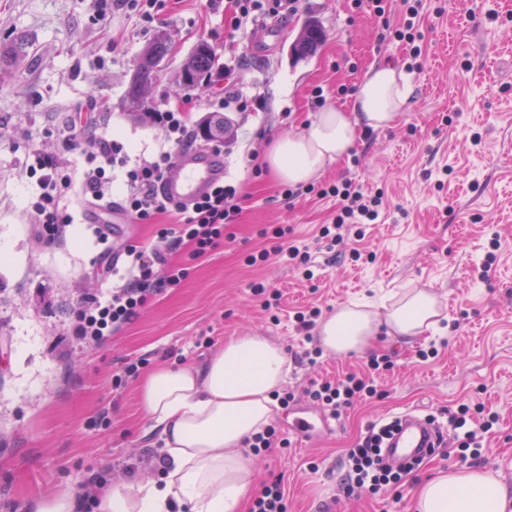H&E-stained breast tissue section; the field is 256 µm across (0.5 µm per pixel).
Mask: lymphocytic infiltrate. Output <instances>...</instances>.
I'll return each instance as SVG.
<instances>
[{"label": "lymphocytic infiltrate", "mask_w": 512, "mask_h": 512, "mask_svg": "<svg viewBox=\"0 0 512 512\" xmlns=\"http://www.w3.org/2000/svg\"><path fill=\"white\" fill-rule=\"evenodd\" d=\"M360 9L372 11L380 20L379 42L391 40L411 43V68H418L422 49L419 45L420 10L422 0H401L398 20H391L385 4L387 0H354ZM170 0H87L89 20L98 27H107L112 10L119 9L135 16L146 27L156 24L165 16ZM299 0H228L224 21V34L235 44L253 31L261 18L278 14H294ZM193 97L181 103L163 102L154 106L148 118L163 138L162 146L154 152L130 157L124 143L109 137H95L85 133L76 124H69L60 135L61 152L30 151L26 173L34 177L40 188L30 203V211L40 224L47 240L62 236L67 224L75 220L73 206L81 200L95 210L106 211L112 205V175L123 172L125 192L120 207L135 224H155L159 231L158 248L147 250L134 241H114L112 227L96 225L94 232L101 250L96 259L98 266L112 269L113 252H121L124 267L119 272L120 284L113 288L107 300L84 298L70 323L69 333L77 340L94 345L128 324L145 306L149 298L162 294L166 288L178 285L187 271L168 265L165 249L186 244L191 254L200 257L218 247L224 238L226 226L237 223L242 212L240 195L234 184L219 182L209 193L189 204H176L158 194L159 184L167 179L177 165L179 154L201 137L209 120L192 118L190 108ZM81 150L84 164L74 169L66 155ZM319 198L336 197L341 207L332 223L323 225L320 236L330 242L342 241L353 225L372 224L379 217L381 194H365L351 180L343 179L329 187L319 189ZM389 356L371 359L364 375L347 374L337 380H312L307 390L309 397L332 416H339L363 397L376 392L374 376L390 370ZM497 417L485 413L483 407L462 404L448 414V425L462 449L461 460H476L481 456L485 433L496 423ZM388 431L387 425L368 426L353 448L346 453L343 483L348 492L398 488L404 473L382 464L378 443Z\"/></svg>", "instance_id": "lymphocytic-infiltrate-1"}]
</instances>
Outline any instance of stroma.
<instances>
[{
    "label": "stroma",
    "instance_id": "stroma-1",
    "mask_svg": "<svg viewBox=\"0 0 512 512\" xmlns=\"http://www.w3.org/2000/svg\"><path fill=\"white\" fill-rule=\"evenodd\" d=\"M423 4L422 67L410 73L405 111L313 180L321 187L345 177L384 194L377 223L357 225L356 236L329 248L318 231L334 216L336 199L304 193L284 200L282 182L267 171L254 177L246 157L265 159L277 139L309 125L315 89L327 106L345 109L350 99L338 95L339 85L358 86L377 64L405 66V44H378L373 14L351 0H301L280 37L263 46L247 40L228 53L224 8L207 0H177L152 29L117 10L104 30L87 21L82 0H0V49L19 35L33 45L23 64L0 58V245L10 250L0 261V512H26L31 497L59 489L81 493L94 474L96 496L115 480L155 478L146 452L159 442L140 407L141 379L116 388L113 375L140 361L199 365L237 336L266 337L291 363L283 389L294 401L276 408L272 421L278 445L257 456L243 451L251 491L281 480L288 512H414L426 478L466 470L456 439L407 476L397 504L386 491L344 493L345 450L369 423L411 410L444 423L462 403L497 414L475 467L512 490V0ZM310 21L321 25L323 41L312 57L295 58L290 47ZM159 30L170 33L171 50L146 90L148 104L181 101L182 66L205 41L235 70L227 91L263 92L269 108L240 116V149L224 159L242 195L232 238L200 258L186 248L173 253L188 277L108 341L88 347L68 334L72 312L80 298L107 299L112 276L92 266L98 247L83 215L59 241L42 239L29 214L40 189L23 172L24 151H54L53 134L73 112L92 134L122 138L132 153L157 149L158 131L145 113L129 110L126 94ZM94 98L108 100L110 111H87ZM18 136L21 149L7 147ZM279 226L289 238H274ZM291 242L308 245L309 266L273 255ZM262 248L268 261L248 265L247 255ZM257 284L281 293L276 312L264 310ZM409 288L436 294L446 315L441 332L409 341L380 333L374 353L389 355L393 367L376 376V394L343 412L334 431L300 440L297 408L318 409L305 393L309 380L365 370L369 356L326 353L310 365L295 312L316 306L327 315Z\"/></svg>",
    "mask_w": 512,
    "mask_h": 512
}]
</instances>
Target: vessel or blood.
Here are the masks:
<instances>
[{
	"instance_id": "obj_1",
	"label": "vessel or blood",
	"mask_w": 512,
	"mask_h": 512,
	"mask_svg": "<svg viewBox=\"0 0 512 512\" xmlns=\"http://www.w3.org/2000/svg\"><path fill=\"white\" fill-rule=\"evenodd\" d=\"M178 176L166 179L161 195L175 203L187 204L207 192L224 177L223 157L195 148L184 150L178 160ZM335 421L325 413L302 421L296 432L309 439L333 430ZM443 429L432 420L414 412L396 416L383 441L384 455L394 462H411L425 456L429 449L440 447Z\"/></svg>"
}]
</instances>
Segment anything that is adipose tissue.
<instances>
[{
	"label": "adipose tissue",
	"instance_id": "adipose-tissue-1",
	"mask_svg": "<svg viewBox=\"0 0 512 512\" xmlns=\"http://www.w3.org/2000/svg\"><path fill=\"white\" fill-rule=\"evenodd\" d=\"M409 94L406 72L390 64L373 67L349 109L319 112L302 132L281 137L266 163L283 182H308L347 155L360 131L392 126ZM439 314L431 292L413 290L388 306H342L320 321L318 334L327 353H362L383 332L419 337L435 327ZM288 371L287 353L262 336L228 339L200 366H155L140 400L165 465L148 483L107 486L98 512H243L251 470L241 449L271 423ZM511 498L498 479L472 469L423 482L415 501L416 512H505Z\"/></svg>",
	"mask_w": 512,
	"mask_h": 512
}]
</instances>
